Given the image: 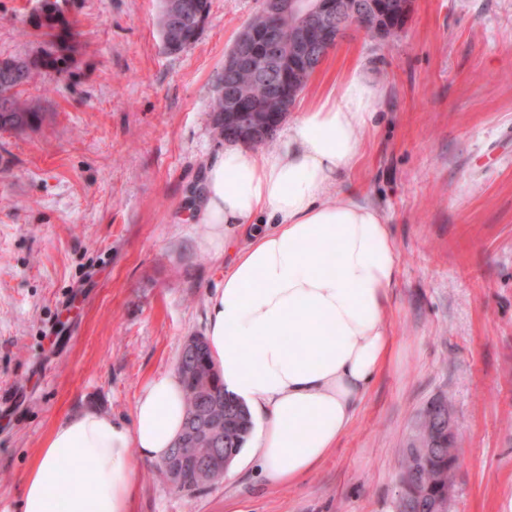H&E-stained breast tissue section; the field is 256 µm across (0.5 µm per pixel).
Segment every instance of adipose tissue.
Wrapping results in <instances>:
<instances>
[{
  "label": "adipose tissue",
  "mask_w": 512,
  "mask_h": 512,
  "mask_svg": "<svg viewBox=\"0 0 512 512\" xmlns=\"http://www.w3.org/2000/svg\"><path fill=\"white\" fill-rule=\"evenodd\" d=\"M378 87L352 71L316 97L272 151L231 146L208 161L197 223L221 252L250 230L207 305L206 339L230 393L260 416L251 457L271 485L317 465L349 429L390 347L398 255L383 213L341 185L379 119ZM178 375L153 378L129 417L58 421L24 480L19 512H132L138 461L159 462L182 432Z\"/></svg>",
  "instance_id": "1"
}]
</instances>
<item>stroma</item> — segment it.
I'll use <instances>...</instances> for the list:
<instances>
[{"instance_id":"35a3bbf8","label":"stroma","mask_w":512,"mask_h":512,"mask_svg":"<svg viewBox=\"0 0 512 512\" xmlns=\"http://www.w3.org/2000/svg\"><path fill=\"white\" fill-rule=\"evenodd\" d=\"M39 0H0V59L53 51ZM62 70L27 93L42 123L0 130V512L53 428L129 415L186 336L231 254L202 248L193 189L223 151L207 104L262 0H211L199 40L167 54L159 0H58ZM362 69L381 119L343 176L380 208L398 254L390 351L352 424L309 473L264 484L239 459L175 490L138 464L133 512H396L419 412L445 396L461 465L448 512H512V0H413L397 37L348 31L300 104Z\"/></svg>"}]
</instances>
